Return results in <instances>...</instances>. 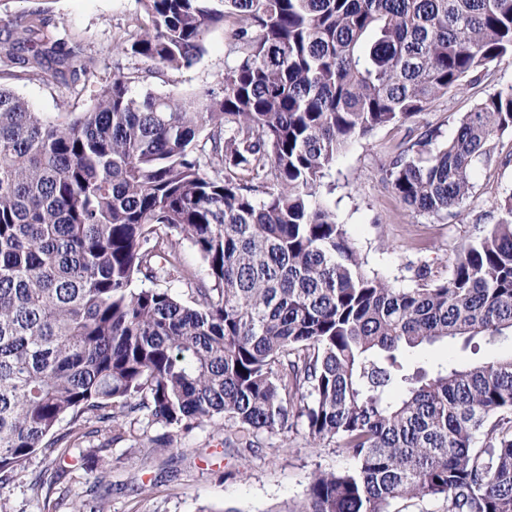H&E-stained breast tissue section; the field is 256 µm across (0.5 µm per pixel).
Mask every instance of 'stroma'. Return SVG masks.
<instances>
[{"label":"stroma","mask_w":512,"mask_h":512,"mask_svg":"<svg viewBox=\"0 0 512 512\" xmlns=\"http://www.w3.org/2000/svg\"><path fill=\"white\" fill-rule=\"evenodd\" d=\"M32 20L44 22L65 44L81 43L92 59L86 76L45 79L17 71L0 77V86L54 117L93 109L100 92L123 73H142L131 85L137 96L218 93L225 72L239 60L222 28L208 32L203 55L188 68L153 73L145 59L114 51L116 42L134 41L148 23L138 0H0V51L14 47L22 25ZM511 87L512 61L491 65L479 81L436 99L402 125L353 140L337 155L323 178L322 198L369 273L401 289L416 287L422 269L429 278H447L460 247L498 223L500 206L512 195L510 131L494 139L490 157L474 162L471 194L448 215L410 210L384 178L390 162L413 142L452 139L466 112ZM290 424L288 433L246 448L237 441V426L217 418L178 434L173 448L163 449L154 444L163 429L144 411L128 425L125 439L113 443L103 434H71L69 423L61 422L57 432L69 450L53 490L60 500L56 512H71L76 504L83 512H305L313 475L351 461L339 443L313 442L305 418L292 416ZM43 467L36 455L10 478L0 512H45L31 488ZM101 477L111 486L104 496L92 491Z\"/></svg>","instance_id":"35a3bbf8"}]
</instances>
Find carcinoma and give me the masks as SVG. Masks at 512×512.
I'll list each match as a JSON object with an SVG mask.
<instances>
[{"mask_svg":"<svg viewBox=\"0 0 512 512\" xmlns=\"http://www.w3.org/2000/svg\"><path fill=\"white\" fill-rule=\"evenodd\" d=\"M220 2L139 0L151 28L115 46L178 69L231 18L240 61L219 95L135 97L120 75L93 110L60 120L0 87V483L40 451L32 490L50 501L66 418L72 434L93 419L116 441L145 409L170 448L215 417L284 433L296 407L353 460L313 477L309 512L425 497L512 512V354L409 363L426 346L512 333V196L448 278L402 290L364 271L320 193L348 142L512 60V0ZM90 62L78 44L62 58L12 49L0 73L87 74ZM508 130L512 87L447 143L413 144L389 184L444 214ZM184 242L203 277L182 268ZM162 281L185 282L191 302Z\"/></svg>","mask_w":512,"mask_h":512,"instance_id":"1","label":"carcinoma"}]
</instances>
